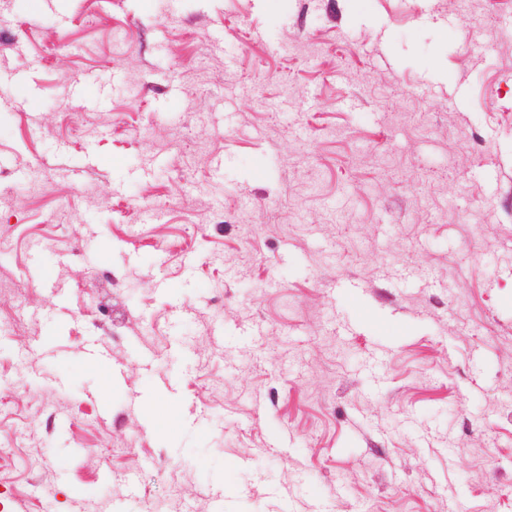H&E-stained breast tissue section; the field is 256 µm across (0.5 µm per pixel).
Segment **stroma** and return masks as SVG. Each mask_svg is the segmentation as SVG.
<instances>
[{
    "instance_id": "stroma-1",
    "label": "stroma",
    "mask_w": 512,
    "mask_h": 512,
    "mask_svg": "<svg viewBox=\"0 0 512 512\" xmlns=\"http://www.w3.org/2000/svg\"><path fill=\"white\" fill-rule=\"evenodd\" d=\"M0 512H512V0H0Z\"/></svg>"
}]
</instances>
